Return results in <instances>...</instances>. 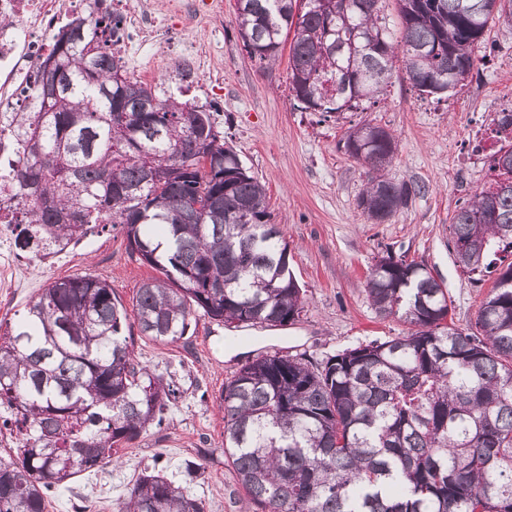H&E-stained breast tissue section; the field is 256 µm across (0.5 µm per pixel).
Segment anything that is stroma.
Wrapping results in <instances>:
<instances>
[{"instance_id": "obj_1", "label": "stroma", "mask_w": 512, "mask_h": 512, "mask_svg": "<svg viewBox=\"0 0 512 512\" xmlns=\"http://www.w3.org/2000/svg\"><path fill=\"white\" fill-rule=\"evenodd\" d=\"M233 5L234 0H222L220 34L203 22L175 30V42L210 47L204 74L188 79L183 95L217 105L219 131L264 186L272 221L288 244L289 269L306 293V308L286 327L233 329L200 315L185 343L135 336L132 347L140 363L174 383L180 395L163 427L149 428L118 448L102 471L52 493L48 512H74L77 504L87 505L88 512H112L113 500L127 493L144 467L158 465L179 483L188 460L202 465L188 491L204 500L207 512H244L246 495L224 456V417L218 409L225 381L242 364L275 352L315 362L406 334L398 320L377 317L364 291L371 266L389 251L406 254L440 277L453 301L451 317L465 331L494 284V275L476 282L461 273L450 225L455 212L494 177L491 155L499 144L493 120L512 108V28L492 25L488 63L447 94H419L397 62L384 100L335 120L298 108L287 57L266 65L242 49ZM363 121L386 128L397 142L386 176L426 188L383 224L371 223L358 208L365 168L340 146L348 129ZM67 252L59 266L43 264L29 252L21 259L40 286L86 272L112 284L127 306L140 285L158 275L128 253L117 227H95Z\"/></svg>"}]
</instances>
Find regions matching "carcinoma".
I'll return each mask as SVG.
<instances>
[{"label":"carcinoma","instance_id":"1","mask_svg":"<svg viewBox=\"0 0 512 512\" xmlns=\"http://www.w3.org/2000/svg\"><path fill=\"white\" fill-rule=\"evenodd\" d=\"M400 39L382 0H235L253 57L275 63L288 35L291 87L304 111L327 117L377 102L394 60L412 87L437 95L479 69L487 0H398ZM122 19H71L38 72L39 111L16 113L25 156L13 177L26 204L14 244L54 253L108 222L127 250L164 278L133 298L141 335L173 343L200 312L227 326L300 318L305 293L263 185L224 142L212 108L124 74ZM63 74L47 96L45 66ZM153 101L146 110L143 104ZM496 178L451 224L463 272L495 269L474 332L448 322L452 300L427 266L391 252L370 268L367 299L403 336L321 362L265 355L224 384V454L258 512H512V110L494 119ZM346 152L366 168L358 208L383 224L423 187L387 178L397 144L385 128L348 129ZM488 214L478 220V214ZM128 313L112 285L88 273L57 278L0 335V416L17 430L0 457V512H46L48 496L112 463L119 444L164 424L179 391L136 358ZM115 512H205L148 466Z\"/></svg>","mask_w":512,"mask_h":512}]
</instances>
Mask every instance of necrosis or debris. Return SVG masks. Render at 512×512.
I'll use <instances>...</instances> for the list:
<instances>
[{"label": "necrosis or debris", "instance_id": "necrosis-or-debris-1", "mask_svg": "<svg viewBox=\"0 0 512 512\" xmlns=\"http://www.w3.org/2000/svg\"><path fill=\"white\" fill-rule=\"evenodd\" d=\"M115 0H0V129L8 128L15 113L37 109L36 74L53 38L73 16L95 21L115 8ZM208 17L222 26L218 0H138L123 13L126 32L119 45L124 58L133 62L161 64L180 56L185 67L202 60L206 47L194 42L172 48L162 31L173 23ZM23 156L16 138H0V286L33 287L31 271L19 265L7 241L12 217L22 200L12 179V168Z\"/></svg>", "mask_w": 512, "mask_h": 512}]
</instances>
